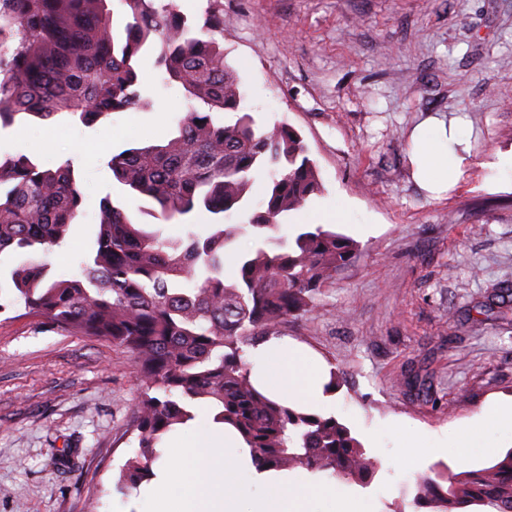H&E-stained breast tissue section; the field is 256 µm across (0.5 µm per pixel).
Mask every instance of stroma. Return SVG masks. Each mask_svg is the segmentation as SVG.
<instances>
[{
  "instance_id": "obj_1",
  "label": "stroma",
  "mask_w": 512,
  "mask_h": 512,
  "mask_svg": "<svg viewBox=\"0 0 512 512\" xmlns=\"http://www.w3.org/2000/svg\"><path fill=\"white\" fill-rule=\"evenodd\" d=\"M224 55L260 125L302 135L320 190L283 226L327 224L358 242L314 312L281 329L340 370L331 410L375 462L372 483L337 480L373 512H407L416 475L456 471L448 450L401 466L402 424L455 442L479 426L468 459L491 465L512 448V422L483 426L512 402V314L478 313L512 282V0H220ZM147 53L140 72L152 110L115 112L92 127L62 116L0 130V155L72 160L82 212L51 273L75 275L91 250L100 201L177 239L209 231L156 219L112 177L111 154L164 142L186 100ZM457 118L469 152L453 185L432 197L415 180L412 132ZM142 391L134 354L69 333L17 307L0 313V512H122L124 435Z\"/></svg>"
}]
</instances>
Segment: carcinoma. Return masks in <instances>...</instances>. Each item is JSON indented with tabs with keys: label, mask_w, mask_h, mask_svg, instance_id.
<instances>
[{
	"label": "carcinoma",
	"mask_w": 512,
	"mask_h": 512,
	"mask_svg": "<svg viewBox=\"0 0 512 512\" xmlns=\"http://www.w3.org/2000/svg\"><path fill=\"white\" fill-rule=\"evenodd\" d=\"M122 0L129 20L111 23L112 0H0V129L21 117L67 115L84 124L112 112L150 106L138 82L143 54L181 86L187 109L163 145L112 155V175L154 204L157 218L222 216L206 236L163 240L105 197L99 232L80 273L56 279L29 260L9 273L0 312L25 310L74 333L103 339L136 356L142 393L131 435L135 453L121 483L149 479L156 448L199 403L235 427L257 465L306 469L367 486L375 464L335 416L286 407L250 381L246 348L277 336L288 320L312 313L321 289L361 252L353 240L321 225L295 224L288 237H265L224 274V251L247 229L279 230L290 212L319 190L315 163L297 130L259 126L226 63L217 35L220 10L200 23L174 0ZM236 114L216 124L212 110ZM266 194L250 207L257 176ZM83 196L70 161L45 168L27 155L0 161V253H44L60 245ZM414 512H512V448L488 467L422 474Z\"/></svg>",
	"instance_id": "carcinoma-1"
}]
</instances>
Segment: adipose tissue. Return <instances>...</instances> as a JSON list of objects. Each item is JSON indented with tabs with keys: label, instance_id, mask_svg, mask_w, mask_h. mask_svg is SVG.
I'll use <instances>...</instances> for the list:
<instances>
[{
	"label": "adipose tissue",
	"instance_id": "ef3b65f1",
	"mask_svg": "<svg viewBox=\"0 0 512 512\" xmlns=\"http://www.w3.org/2000/svg\"><path fill=\"white\" fill-rule=\"evenodd\" d=\"M422 126L439 134L435 142L416 147L421 183L438 194L445 185L431 175L437 168L461 164L464 140L456 122L429 117ZM249 358L253 385L271 399L320 414L331 409L325 367L307 351L272 338L253 346ZM151 472L148 482L127 493L132 500L151 498V512H310L315 500L322 512H371L368 503L345 496L335 484L318 482L307 470L288 474L257 466L242 437L213 420L184 424L179 435L161 446Z\"/></svg>",
	"mask_w": 512,
	"mask_h": 512
}]
</instances>
